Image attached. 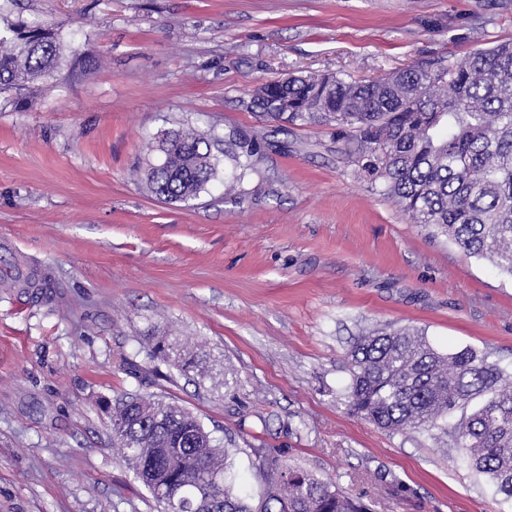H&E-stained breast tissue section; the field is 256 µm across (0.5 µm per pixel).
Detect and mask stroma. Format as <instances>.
Wrapping results in <instances>:
<instances>
[{
    "mask_svg": "<svg viewBox=\"0 0 512 512\" xmlns=\"http://www.w3.org/2000/svg\"><path fill=\"white\" fill-rule=\"evenodd\" d=\"M63 28L73 53L15 105L0 94V512H157L99 407L156 395L231 448L283 456L373 512H512L464 449L354 415L348 354L366 331H421L512 375V277L430 238L318 126L250 107L291 74L373 80L512 41V0H0ZM191 127L260 146L166 203L137 177L147 146ZM197 343L204 372L125 367L145 336ZM407 492L395 498L393 484Z\"/></svg>",
    "mask_w": 512,
    "mask_h": 512,
    "instance_id": "35a3bbf8",
    "label": "stroma"
}]
</instances>
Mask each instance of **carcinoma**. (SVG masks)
I'll return each mask as SVG.
<instances>
[{
  "instance_id": "1",
  "label": "carcinoma",
  "mask_w": 512,
  "mask_h": 512,
  "mask_svg": "<svg viewBox=\"0 0 512 512\" xmlns=\"http://www.w3.org/2000/svg\"><path fill=\"white\" fill-rule=\"evenodd\" d=\"M64 41L45 24L0 31V94L42 90L58 72ZM251 107L271 122L315 125L353 144L359 170L380 182L413 223L512 276V42L460 59L421 61L377 81L331 74L291 76L255 91ZM224 157L242 171L257 148L230 136ZM214 141L192 129L148 144L161 159L140 178L166 202L195 199L215 178ZM7 286L41 288L30 272ZM349 409L389 431L440 430L466 450L472 468L512 499V381L471 348L443 354L423 334L386 326L360 337L349 354ZM479 404L460 422L443 419ZM112 445L159 512H368L360 497L252 449L263 483L254 501L235 488L226 449L189 410L154 395L105 403Z\"/></svg>"
}]
</instances>
